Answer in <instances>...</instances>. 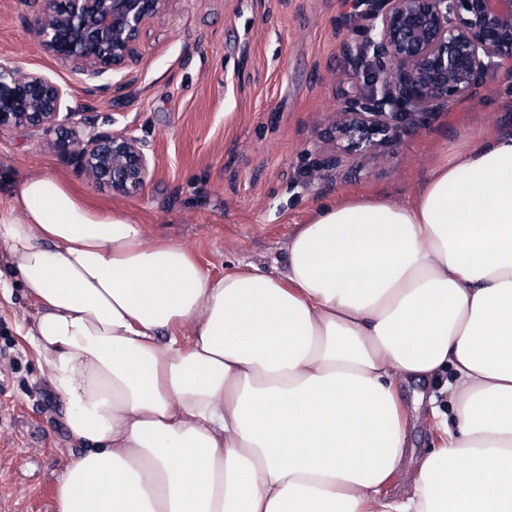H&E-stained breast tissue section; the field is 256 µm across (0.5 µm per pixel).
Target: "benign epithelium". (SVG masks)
Returning <instances> with one entry per match:
<instances>
[{"label":"benign epithelium","mask_w":512,"mask_h":512,"mask_svg":"<svg viewBox=\"0 0 512 512\" xmlns=\"http://www.w3.org/2000/svg\"><path fill=\"white\" fill-rule=\"evenodd\" d=\"M172 0H31L32 33L59 65L89 80L135 64L148 24ZM362 38L343 45L346 66L369 72L371 91L347 97L321 135L329 174L352 155L390 161V147L418 118L475 96L512 66V0H355ZM65 90L0 58V133L58 134L55 148L85 179L120 195L146 185L154 162L126 131H99L88 112H62Z\"/></svg>","instance_id":"7a95c632"}]
</instances>
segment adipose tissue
Listing matches in <instances>:
<instances>
[{"instance_id": "adipose-tissue-1", "label": "adipose tissue", "mask_w": 512, "mask_h": 512, "mask_svg": "<svg viewBox=\"0 0 512 512\" xmlns=\"http://www.w3.org/2000/svg\"><path fill=\"white\" fill-rule=\"evenodd\" d=\"M288 253L284 275L216 279L51 173L22 182L0 262L69 406L55 512H512V133L474 136L411 203L325 204ZM441 373L443 445L392 498L397 388Z\"/></svg>"}]
</instances>
